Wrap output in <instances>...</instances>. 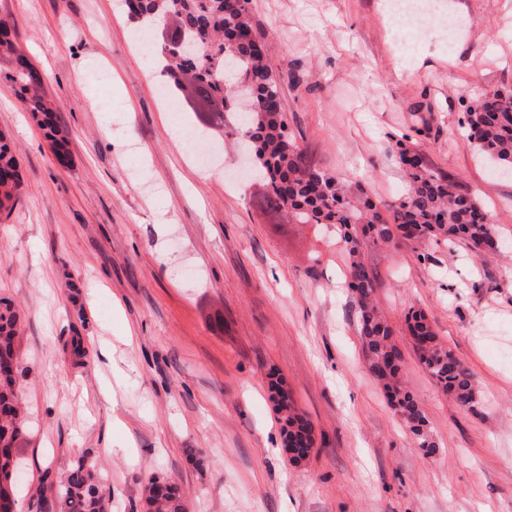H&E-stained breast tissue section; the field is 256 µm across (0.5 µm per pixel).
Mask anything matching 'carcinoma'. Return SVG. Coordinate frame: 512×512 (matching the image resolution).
<instances>
[{"mask_svg": "<svg viewBox=\"0 0 512 512\" xmlns=\"http://www.w3.org/2000/svg\"><path fill=\"white\" fill-rule=\"evenodd\" d=\"M126 15L135 24L149 22L166 39L159 45L163 72L167 76L163 93L180 98L191 92L199 111L200 124L211 127L209 114L226 116L224 134L231 136L240 127L251 129L248 141L256 174L254 197L258 208L272 220L288 224H334L348 247V287L357 296V328L362 338L369 373L382 384L392 407L410 430L429 447L426 417L419 402L407 390L400 373L403 354L394 330L376 304L377 280L360 250L359 236L371 235L383 244L408 239L407 227L417 229L416 238L437 243L463 241L474 252L495 233L492 221L476 223L477 213L486 209L477 200L459 193L454 181L431 167L424 159L408 164L407 186L392 215L384 217L368 197L357 195L313 164L311 148L298 142L288 131L282 112L281 86L271 75L263 51L243 28L250 19V0H128ZM15 24L0 18V65L4 78L15 86L21 108L41 118L45 136L63 157L67 137L54 121L55 103L45 91V76L33 67L12 35ZM190 39L195 52L178 51L181 36ZM236 63L233 77L226 74L225 61ZM249 85L253 109L235 107V89ZM468 145L512 169V89L480 94L464 112ZM20 187L17 163L10 145L0 139V188L6 179ZM408 328L413 336L425 339L416 347L420 361L442 391L459 405L476 403V386L470 371L439 339L426 314L408 312ZM20 316L12 303L0 299V441L14 448L27 430L20 423L16 379L20 372L17 344ZM285 440L299 439L307 422L290 405ZM164 502L151 496L146 486V510L185 512L186 504L178 487L171 483ZM52 512H111L112 493L106 489L100 469L84 461L75 465L57 490Z\"/></svg>", "mask_w": 512, "mask_h": 512, "instance_id": "obj_1", "label": "carcinoma"}]
</instances>
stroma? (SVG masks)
<instances>
[{"instance_id": "obj_1", "label": "stroma", "mask_w": 512, "mask_h": 512, "mask_svg": "<svg viewBox=\"0 0 512 512\" xmlns=\"http://www.w3.org/2000/svg\"><path fill=\"white\" fill-rule=\"evenodd\" d=\"M400 31L390 0H251L288 126L319 168L380 210L405 189L391 152L406 138L494 219L495 249L364 239L378 304L404 355L401 378L429 447L367 372L346 245L335 228L272 224L236 173L174 140L158 60L117 0H0L46 74L60 163L0 81V135L22 181L0 212V298L24 317L16 512H39L81 458L112 485V512H142L152 479L188 512H512V175L465 144L476 93L512 89V0H437ZM469 368L461 407L419 360L409 310ZM313 426L312 454L283 451L273 384Z\"/></svg>"}]
</instances>
